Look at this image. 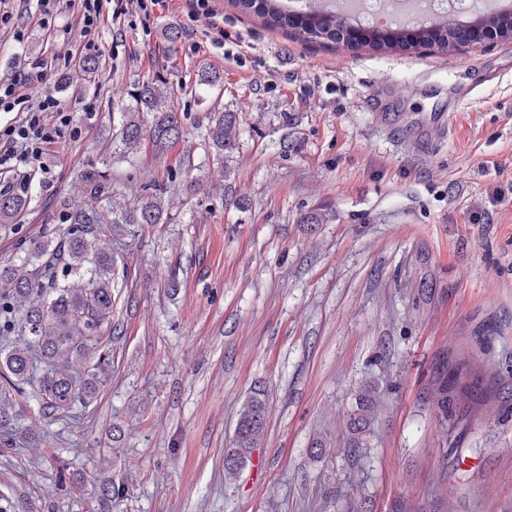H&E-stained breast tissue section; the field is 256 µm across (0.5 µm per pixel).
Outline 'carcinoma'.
<instances>
[{
	"label": "carcinoma",
	"mask_w": 512,
	"mask_h": 512,
	"mask_svg": "<svg viewBox=\"0 0 512 512\" xmlns=\"http://www.w3.org/2000/svg\"><path fill=\"white\" fill-rule=\"evenodd\" d=\"M265 18L272 28L289 29L293 15L276 0H238ZM458 25L438 18L425 30L416 45L446 49L455 39ZM134 103L121 108L120 141L137 147L145 138L159 147L179 139L183 132L181 113L170 105L167 88L144 84L133 95ZM153 113L149 126L138 117ZM215 156L224 157L238 143L236 114L227 111L209 113L205 128ZM28 187L0 193V221H7L28 204ZM157 194L142 193L133 203L114 212L112 223L101 222L93 209L79 208L60 200L67 226L58 236H42L29 242L25 257L17 263L0 264V333L22 329L25 335L0 348V444L11 446L14 430L12 395L35 386L36 396L46 409L70 411L77 404L88 405L104 386L110 367L112 341V282L114 258L112 237L132 224H161L165 208ZM85 282L76 288L70 280ZM98 353L97 363L88 371L73 374L69 364ZM483 379L461 361L453 371L436 380L430 401L443 419L453 409L466 415L480 410L484 403ZM373 400L360 397L357 412L351 418L356 434L370 431ZM267 402L265 391L253 392L240 413L232 448L238 464L224 465L229 475L252 462V453L265 428Z\"/></svg>",
	"instance_id": "obj_1"
}]
</instances>
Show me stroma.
I'll list each match as a JSON object with an SVG mask.
<instances>
[{"mask_svg": "<svg viewBox=\"0 0 512 512\" xmlns=\"http://www.w3.org/2000/svg\"><path fill=\"white\" fill-rule=\"evenodd\" d=\"M209 5L241 45L217 47L185 15L129 16L106 27L97 75L73 62L34 88L82 133L35 163L29 209L0 224V263L63 229V197L107 222L111 201L152 185L169 209L112 242L97 401L53 413L15 396L0 512H512V40L310 43L237 0ZM50 40L37 26L22 48L0 35V78ZM204 70L219 81L198 84ZM147 82L168 88L185 135L120 152L112 108ZM218 110L241 130L222 160L204 139ZM90 169L105 195L82 184ZM462 359L490 399L452 457L429 389ZM259 388L257 467L232 477L224 450ZM367 391L375 419L359 436L350 418ZM98 478L123 498L93 491Z\"/></svg>", "mask_w": 512, "mask_h": 512, "instance_id": "stroma-1", "label": "stroma"}]
</instances>
